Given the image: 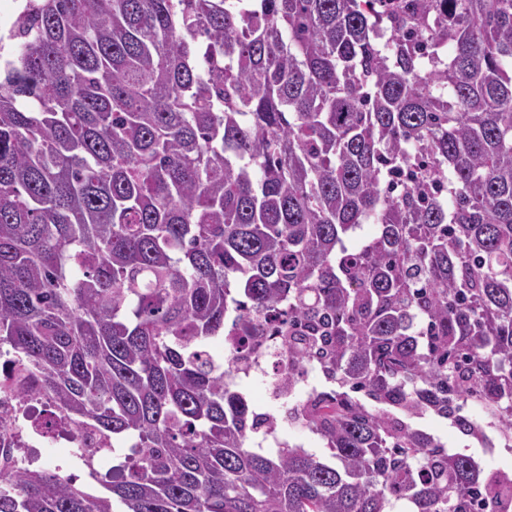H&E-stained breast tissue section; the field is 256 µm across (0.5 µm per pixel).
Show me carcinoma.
Returning a JSON list of instances; mask_svg holds the SVG:
<instances>
[{
	"mask_svg": "<svg viewBox=\"0 0 512 512\" xmlns=\"http://www.w3.org/2000/svg\"><path fill=\"white\" fill-rule=\"evenodd\" d=\"M14 37L0 391L127 453L92 494L0 447V512H512L417 425L512 442V0H35ZM233 315L325 371L287 412L324 455L253 445Z\"/></svg>",
	"mask_w": 512,
	"mask_h": 512,
	"instance_id": "obj_1",
	"label": "carcinoma"
}]
</instances>
